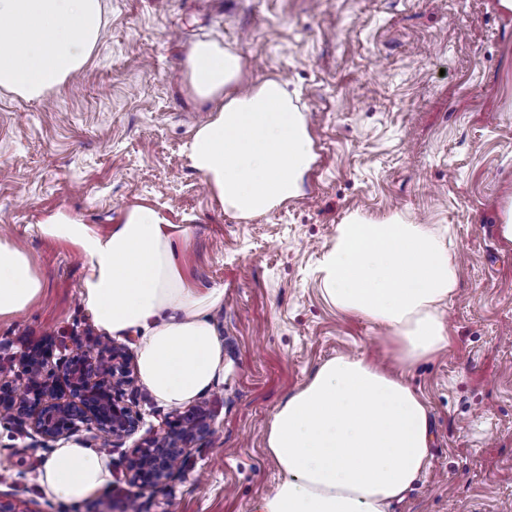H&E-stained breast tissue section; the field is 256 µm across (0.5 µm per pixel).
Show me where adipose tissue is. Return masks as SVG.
Wrapping results in <instances>:
<instances>
[{
    "instance_id": "adipose-tissue-1",
    "label": "adipose tissue",
    "mask_w": 512,
    "mask_h": 512,
    "mask_svg": "<svg viewBox=\"0 0 512 512\" xmlns=\"http://www.w3.org/2000/svg\"><path fill=\"white\" fill-rule=\"evenodd\" d=\"M102 14V0H0V89L34 100L79 73L101 39ZM186 68L192 92L212 110L187 159L224 210L250 219L299 196L314 155L305 117L279 77L242 89V54L214 40L192 44ZM37 230L78 248L83 306L102 332L136 338L139 382L155 401L184 407L223 378L224 344L210 314L224 290L188 282V228L138 206L106 233L62 210ZM320 272L337 310L389 331L396 368L341 354L288 396L265 436L281 478L256 510L387 512L430 464L429 408L405 373L447 350L442 308L458 268L429 226L353 212L337 226ZM45 288L28 251L0 237V320L25 312ZM111 481L110 457L80 439L58 445L38 476L48 499L69 504L101 496Z\"/></svg>"
}]
</instances>
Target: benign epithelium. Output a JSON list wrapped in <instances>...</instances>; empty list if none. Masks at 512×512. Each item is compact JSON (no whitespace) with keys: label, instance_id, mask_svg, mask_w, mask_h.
<instances>
[{"label":"benign epithelium","instance_id":"benign-epithelium-1","mask_svg":"<svg viewBox=\"0 0 512 512\" xmlns=\"http://www.w3.org/2000/svg\"><path fill=\"white\" fill-rule=\"evenodd\" d=\"M99 353L59 359V377L69 389L43 378L49 343L21 355L20 383L0 386V418L25 424L46 448L86 429L121 443L135 435L141 414L124 402L120 391H137L126 349L102 342ZM210 432L205 410L195 406L177 416L163 434L134 446L128 461L129 482L139 489L163 490L181 477L182 466L197 440Z\"/></svg>","mask_w":512,"mask_h":512}]
</instances>
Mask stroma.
I'll return each instance as SVG.
<instances>
[{
	"label": "stroma",
	"instance_id": "obj_1",
	"mask_svg": "<svg viewBox=\"0 0 512 512\" xmlns=\"http://www.w3.org/2000/svg\"><path fill=\"white\" fill-rule=\"evenodd\" d=\"M205 39L242 52L247 83L279 75L309 118L303 193L252 219L225 212L184 152L210 117L184 68ZM510 200L512 11L498 0H104L81 73L40 100L0 90V232L47 278L41 301L0 321V379L45 339L56 359L95 348L83 258L34 231L48 213L105 232L144 206L191 225L189 278L224 289L210 434L159 493L126 478L136 438L79 436L108 452V490L138 512H255L280 478L264 450L280 403L336 355L386 360L385 330L330 306L318 266L349 213L398 214L448 230L459 277L447 350L408 377L430 409L431 464L390 512H512V243L494 231ZM47 454L0 422V495L23 512H94L39 492Z\"/></svg>",
	"mask_w": 512,
	"mask_h": 512
}]
</instances>
